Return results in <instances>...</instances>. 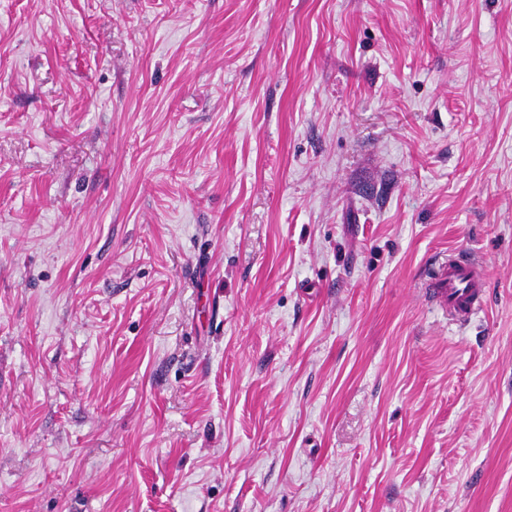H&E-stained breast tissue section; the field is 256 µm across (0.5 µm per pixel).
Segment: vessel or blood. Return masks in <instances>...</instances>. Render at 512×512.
<instances>
[{
	"label": "vessel or blood",
	"mask_w": 512,
	"mask_h": 512,
	"mask_svg": "<svg viewBox=\"0 0 512 512\" xmlns=\"http://www.w3.org/2000/svg\"><path fill=\"white\" fill-rule=\"evenodd\" d=\"M484 285L481 263L459 253L439 261L425 288L434 305L448 312L455 324L462 325L480 309Z\"/></svg>",
	"instance_id": "1"
}]
</instances>
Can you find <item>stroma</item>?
<instances>
[{
    "instance_id": "stroma-1",
    "label": "stroma",
    "mask_w": 512,
    "mask_h": 512,
    "mask_svg": "<svg viewBox=\"0 0 512 512\" xmlns=\"http://www.w3.org/2000/svg\"><path fill=\"white\" fill-rule=\"evenodd\" d=\"M0 512H512V0H0ZM482 264L467 254H451L438 262L425 287L429 298L450 320L464 325L481 307L484 299Z\"/></svg>"
}]
</instances>
